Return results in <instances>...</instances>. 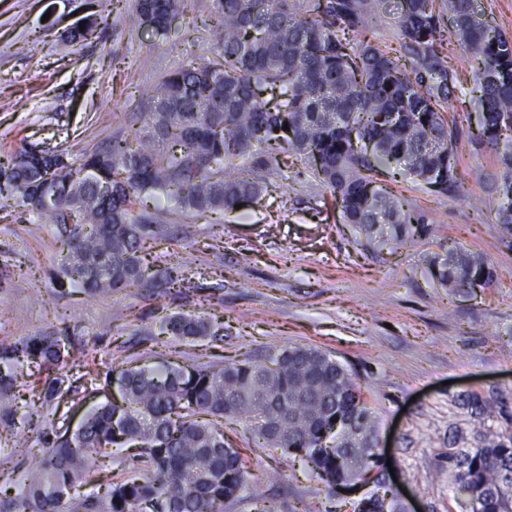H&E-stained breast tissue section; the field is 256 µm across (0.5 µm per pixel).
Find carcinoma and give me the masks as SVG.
Returning a JSON list of instances; mask_svg holds the SVG:
<instances>
[{
	"mask_svg": "<svg viewBox=\"0 0 512 512\" xmlns=\"http://www.w3.org/2000/svg\"><path fill=\"white\" fill-rule=\"evenodd\" d=\"M185 7L134 0L138 16L152 9L157 35ZM375 12L395 20L411 64L355 40ZM210 34L218 59L164 76L134 138L114 135L79 161L56 148L0 160V195L53 224L67 248L60 285L93 297L195 287L180 270L150 269L147 239L169 232L144 201L166 200L170 216L231 213L285 178L284 157L310 164L345 223L369 242L386 227L397 243L426 232L425 216L375 187L373 173L394 167L442 191L454 185V133L441 115L453 95L440 58L450 35L480 61L481 141L503 148L508 165L488 205L512 225V36L489 25L479 0H215ZM433 266L448 288L494 277L482 256L455 246ZM162 326L185 341L219 337L195 313L174 312ZM81 354L53 333L0 341V405L17 415L19 387L54 367L59 376L38 399L57 411L74 393L68 373ZM104 385L117 386L119 398L45 441L33 468L0 488L5 512H224L249 486L244 460L224 442L226 420L258 421L270 447L305 460L333 493L358 481L375 456L370 411L354 380L314 348L221 369L114 361ZM447 458L470 512H512V479L504 477L512 472V432L483 434ZM105 463L127 477L84 491ZM385 502L372 495L353 510L384 512Z\"/></svg>",
	"mask_w": 512,
	"mask_h": 512,
	"instance_id": "carcinoma-1",
	"label": "carcinoma"
}]
</instances>
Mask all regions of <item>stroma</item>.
<instances>
[{"instance_id":"1","label":"stroma","mask_w":512,"mask_h":512,"mask_svg":"<svg viewBox=\"0 0 512 512\" xmlns=\"http://www.w3.org/2000/svg\"><path fill=\"white\" fill-rule=\"evenodd\" d=\"M212 9L213 0H188L167 34L155 36L132 0H0V158L50 142L78 160L137 129L160 75L214 58ZM102 15L107 25L71 39L80 22ZM442 58L455 85L456 184L441 193L401 175L379 178L426 216L428 236L369 243L297 162L284 190L227 214L187 216L171 225L170 239L153 243V266L186 260L190 292L62 295L51 280L61 251L54 226L31 223L0 196V341L62 332L83 347L85 371L103 375L116 360L220 368L273 349L316 348L360 388L377 452L394 468L387 490L396 512H465L449 443L472 448L478 434L512 429V230L484 205L506 168L478 138L477 64L453 39ZM453 242L486 258L491 283H437L432 261ZM177 311L205 314L223 327V340L162 334L164 315ZM470 394L486 401L483 416L465 404ZM224 437L277 512H342L377 490L356 483L333 496L308 466L258 447L254 423L225 422Z\"/></svg>"}]
</instances>
